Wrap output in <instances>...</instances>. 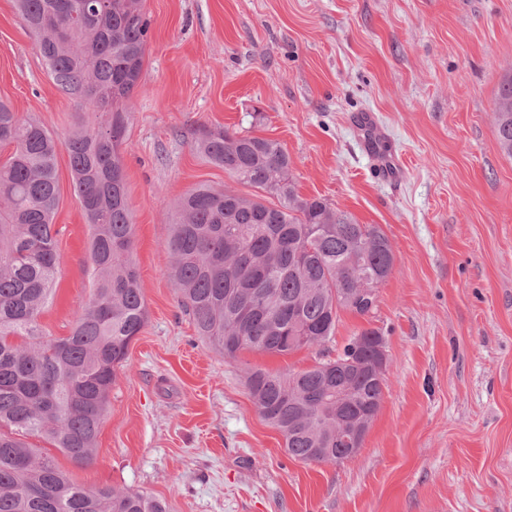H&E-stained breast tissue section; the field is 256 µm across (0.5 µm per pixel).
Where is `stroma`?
Here are the masks:
<instances>
[{
	"instance_id": "stroma-1",
	"label": "stroma",
	"mask_w": 512,
	"mask_h": 512,
	"mask_svg": "<svg viewBox=\"0 0 512 512\" xmlns=\"http://www.w3.org/2000/svg\"><path fill=\"white\" fill-rule=\"evenodd\" d=\"M149 42L123 147L147 322L118 371L86 487L168 512H512V159L493 104L512 69V0H145ZM0 100L62 135L79 105L54 84L16 0H0ZM279 141L299 193L378 225L393 268L331 341L229 361L197 336L166 269L168 218L200 184V127ZM59 266L40 324L70 335L90 293V228L59 154ZM386 340L384 398L336 464L288 456L248 369L302 370L353 334Z\"/></svg>"
}]
</instances>
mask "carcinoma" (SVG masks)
Wrapping results in <instances>:
<instances>
[{
    "mask_svg": "<svg viewBox=\"0 0 512 512\" xmlns=\"http://www.w3.org/2000/svg\"><path fill=\"white\" fill-rule=\"evenodd\" d=\"M48 74L90 107L60 137L0 102V512H166L134 489L86 488L40 448L76 466L93 462L117 371L147 309L133 262L134 224L122 146L139 85L149 19L143 0H17ZM496 137L512 158V72L498 83ZM196 149L249 193L200 185L168 224L166 267L199 336L234 360L244 350L288 355L320 348L340 312L364 315L376 298H352L388 278L394 254L375 224L320 197L304 198L280 142L250 131L203 128ZM66 152L90 226L91 296L70 335H46L39 318L59 265L53 217ZM384 340L364 328L333 360L301 371L251 369L246 386L293 459L337 464L336 419L374 420L385 377L371 367Z\"/></svg>",
    "mask_w": 512,
    "mask_h": 512,
    "instance_id": "cac0c4a2",
    "label": "carcinoma"
}]
</instances>
